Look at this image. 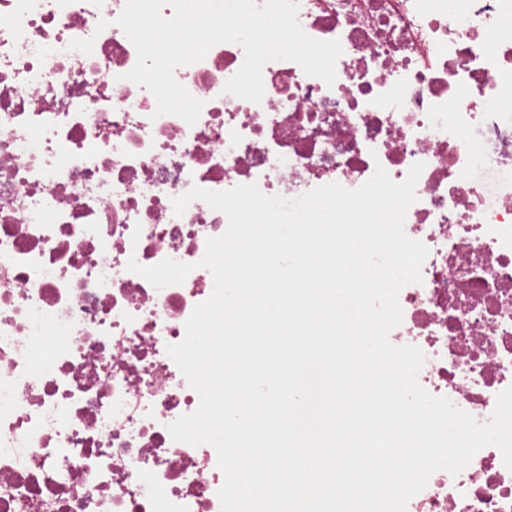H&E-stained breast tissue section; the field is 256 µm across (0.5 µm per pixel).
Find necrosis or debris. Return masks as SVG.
<instances>
[{"label": "necrosis or debris", "mask_w": 512, "mask_h": 512, "mask_svg": "<svg viewBox=\"0 0 512 512\" xmlns=\"http://www.w3.org/2000/svg\"><path fill=\"white\" fill-rule=\"evenodd\" d=\"M125 4L0 0V512H221L214 447L168 430L200 397L166 347L228 227L201 200L175 216L194 186L295 198L423 163L404 231L428 256L389 338L487 422L512 387V0H299L303 31L341 43L334 83L272 60L261 103L239 98L245 52L222 42L174 71L203 103L192 125L126 80ZM168 257L192 264L182 284L127 268ZM407 512H512V470L486 446Z\"/></svg>", "instance_id": "1"}]
</instances>
